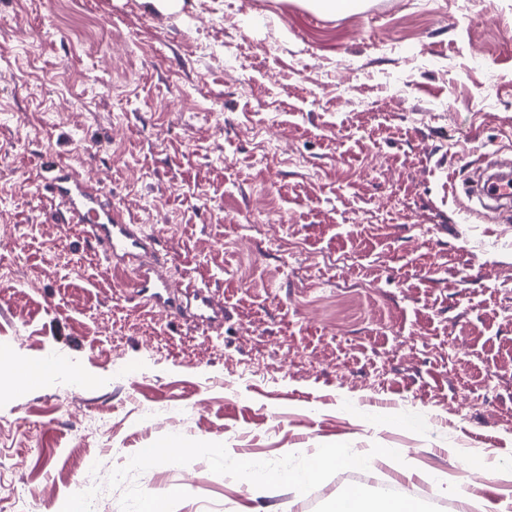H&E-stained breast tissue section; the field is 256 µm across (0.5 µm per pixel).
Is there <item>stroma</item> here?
I'll return each instance as SVG.
<instances>
[{"instance_id":"35a3bbf8","label":"stroma","mask_w":512,"mask_h":512,"mask_svg":"<svg viewBox=\"0 0 512 512\" xmlns=\"http://www.w3.org/2000/svg\"><path fill=\"white\" fill-rule=\"evenodd\" d=\"M24 30L17 39L16 30ZM512 0H0V512H333L345 464L419 488L459 454L512 499ZM81 163L224 321L143 307L37 175ZM75 368L84 379L72 387ZM174 438L178 464L133 465ZM95 467H88V458ZM345 456L341 448H328L321 451L316 465L306 474L288 473V475H269L261 472H252L251 476L255 479L268 482L288 481L289 484L291 483L300 488H305L307 484L315 478L321 468L338 463Z\"/></svg>"}]
</instances>
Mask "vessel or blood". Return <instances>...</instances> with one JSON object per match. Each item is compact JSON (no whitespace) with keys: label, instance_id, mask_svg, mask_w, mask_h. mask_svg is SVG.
Returning <instances> with one entry per match:
<instances>
[{"label":"vessel or blood","instance_id":"vessel-or-blood-1","mask_svg":"<svg viewBox=\"0 0 512 512\" xmlns=\"http://www.w3.org/2000/svg\"><path fill=\"white\" fill-rule=\"evenodd\" d=\"M42 185L55 205L56 222L84 225L105 259L113 266L132 269L131 286L146 306L178 317L189 306L198 323L223 321L224 305L212 290L183 276L169 278L168 258L154 233L147 225L127 219L77 164L51 162Z\"/></svg>","mask_w":512,"mask_h":512}]
</instances>
